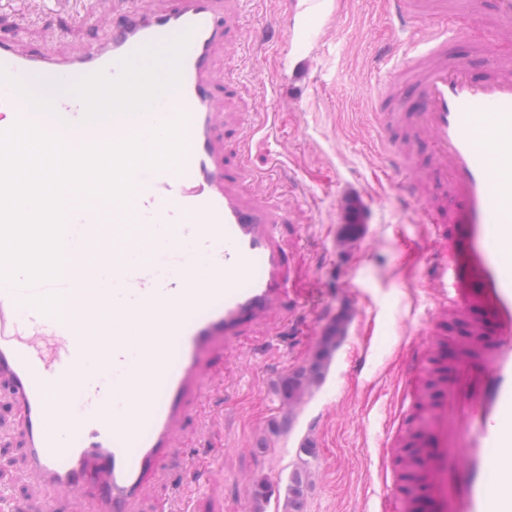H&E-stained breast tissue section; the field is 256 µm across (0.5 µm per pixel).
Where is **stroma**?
Wrapping results in <instances>:
<instances>
[{
	"label": "stroma",
	"instance_id": "obj_1",
	"mask_svg": "<svg viewBox=\"0 0 512 512\" xmlns=\"http://www.w3.org/2000/svg\"><path fill=\"white\" fill-rule=\"evenodd\" d=\"M296 2L243 0L213 51L216 109L255 129L244 157L266 201L288 214L274 228L288 253V299L225 334L201 363L179 445L128 512H378L392 482L381 449L405 414L407 355L433 305L428 227L381 165L369 116L381 51L406 34L385 0H319L312 14ZM121 8L53 0L0 12V34L65 59L103 40ZM333 332L328 366L285 400L282 380L308 370ZM24 435L1 391L0 484L18 512H36Z\"/></svg>",
	"mask_w": 512,
	"mask_h": 512
}]
</instances>
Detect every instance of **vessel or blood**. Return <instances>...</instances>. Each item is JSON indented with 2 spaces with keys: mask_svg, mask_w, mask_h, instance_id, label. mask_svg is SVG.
I'll list each match as a JSON object with an SVG mask.
<instances>
[{
  "mask_svg": "<svg viewBox=\"0 0 512 512\" xmlns=\"http://www.w3.org/2000/svg\"><path fill=\"white\" fill-rule=\"evenodd\" d=\"M392 2L415 39L379 77L374 123L383 164L407 172L403 189L430 227L435 299L405 379L412 415L392 442L410 443L431 463L425 492L443 512H512V0H493L489 13L481 0ZM234 4L124 9L106 41L69 60L0 38V66L11 75L71 83L100 70L118 75L138 48L191 35L178 98L138 116L143 125L183 120L178 167L143 168L127 205L69 195L62 238L78 255L70 274L0 282V383L23 416L41 512H80L87 501L93 512H125L127 494L173 445L200 354L288 294L271 230L287 217L243 190V167L225 166L214 137L211 49L224 41ZM467 19L498 35V49L476 61L457 54ZM55 108L64 140L76 133L83 144H105L136 133L119 121L83 124L75 97ZM28 115L12 88L0 89V132ZM161 224L178 225L181 246L155 248ZM97 239L107 240L106 253L90 251ZM199 264L214 274L203 288L187 275ZM71 306L86 335H77ZM114 307L140 325L137 347L113 335ZM451 315L463 340L449 343L438 371L433 325ZM117 386L128 396L116 403ZM62 412L79 421V433L52 428Z\"/></svg>",
  "mask_w": 512,
  "mask_h": 512,
  "instance_id": "obj_1",
  "label": "vessel or blood"
}]
</instances>
